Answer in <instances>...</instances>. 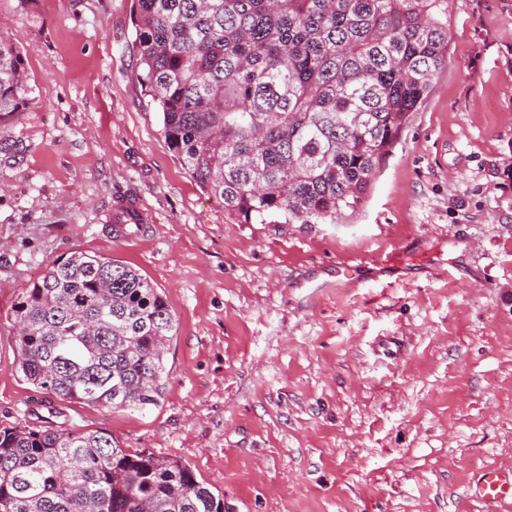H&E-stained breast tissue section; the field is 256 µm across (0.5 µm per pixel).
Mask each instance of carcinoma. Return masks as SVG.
I'll return each instance as SVG.
<instances>
[{"label":"carcinoma","instance_id":"carcinoma-1","mask_svg":"<svg viewBox=\"0 0 512 512\" xmlns=\"http://www.w3.org/2000/svg\"><path fill=\"white\" fill-rule=\"evenodd\" d=\"M142 92L200 187L246 224L335 221L448 67V0H135ZM0 39V124L29 88ZM26 380L60 403L163 399L175 316L136 269L75 252L13 310ZM0 429V512H224L180 461L74 430Z\"/></svg>","mask_w":512,"mask_h":512}]
</instances>
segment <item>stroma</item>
<instances>
[{"label":"stroma","mask_w":512,"mask_h":512,"mask_svg":"<svg viewBox=\"0 0 512 512\" xmlns=\"http://www.w3.org/2000/svg\"><path fill=\"white\" fill-rule=\"evenodd\" d=\"M132 4L0 0L30 87L0 125V428H38L49 401L14 307L97 253L176 331L158 407L74 404L71 425L181 461L228 512H512L468 493L512 467V0H448L447 69L332 224H244L201 190L142 92ZM123 197L153 216L128 240L107 220Z\"/></svg>","instance_id":"1"}]
</instances>
